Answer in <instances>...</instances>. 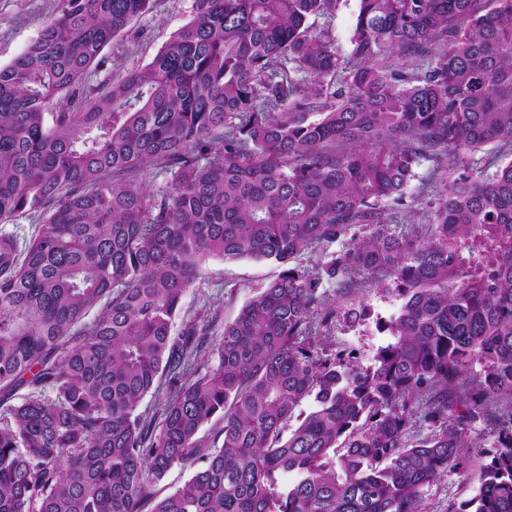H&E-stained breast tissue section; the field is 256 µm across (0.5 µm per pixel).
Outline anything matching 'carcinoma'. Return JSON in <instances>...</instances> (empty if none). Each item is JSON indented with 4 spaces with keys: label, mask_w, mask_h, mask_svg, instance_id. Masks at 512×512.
<instances>
[{
    "label": "carcinoma",
    "mask_w": 512,
    "mask_h": 512,
    "mask_svg": "<svg viewBox=\"0 0 512 512\" xmlns=\"http://www.w3.org/2000/svg\"><path fill=\"white\" fill-rule=\"evenodd\" d=\"M61 2L0 68V224L40 216L22 248L0 233V512H422L485 416L496 451L455 512H512V0H358L345 60L309 24L338 0H193L95 98L153 0ZM424 160L445 197L397 233ZM210 258L283 270L176 331ZM359 279L401 300L365 368L312 340L315 310L336 321L323 282ZM153 10L132 22L104 50L105 63L86 87L94 96L104 93L112 80L153 60L173 33L192 17L193 0H154ZM196 469V464L187 463L169 470L164 477L155 484V489L160 496H164L180 486Z\"/></svg>",
    "instance_id": "1"
}]
</instances>
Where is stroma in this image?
I'll return each mask as SVG.
<instances>
[{"label":"stroma","mask_w":512,"mask_h":512,"mask_svg":"<svg viewBox=\"0 0 512 512\" xmlns=\"http://www.w3.org/2000/svg\"><path fill=\"white\" fill-rule=\"evenodd\" d=\"M192 5L193 0H155L150 13L132 22L105 48V63L88 78V89L96 95L104 93L113 80L151 62L173 33L191 19ZM59 9L60 0H0V67L8 65L36 39ZM357 11V0H339L334 15L315 21L316 28H330L340 55L349 53ZM431 169L427 161L417 167L407 189L406 203L396 211V231L424 233L445 191L444 184L433 179ZM279 272L277 265L266 262L209 260L184 297L183 313L191 317L210 310L218 312L221 321L232 320L253 290L265 286ZM322 290L326 300L338 308L361 305L370 316L355 323L337 318L335 326L320 336V344L332 352L352 353L361 366L372 365L378 349L388 342L377 321L396 312L399 299L368 282L349 288L327 283ZM467 433L474 440V447L465 449L464 461L457 470L428 489L424 512H455L461 502L473 496L480 468L495 449L496 436L493 422L482 419L470 423Z\"/></svg>","instance_id":"1"}]
</instances>
